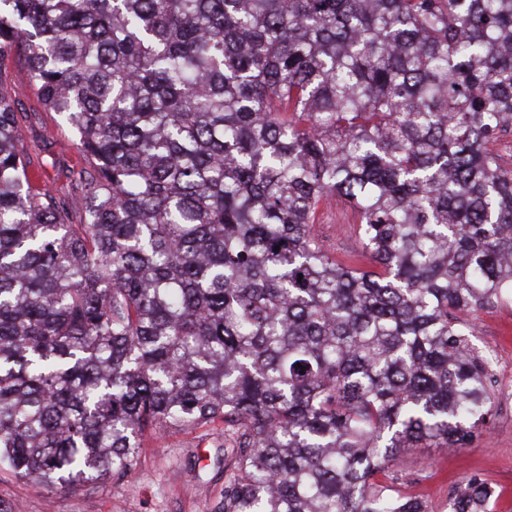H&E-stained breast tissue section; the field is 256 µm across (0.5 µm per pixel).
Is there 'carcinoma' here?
I'll use <instances>...</instances> for the list:
<instances>
[{
	"label": "carcinoma",
	"instance_id": "cac0c4a2",
	"mask_svg": "<svg viewBox=\"0 0 512 512\" xmlns=\"http://www.w3.org/2000/svg\"><path fill=\"white\" fill-rule=\"evenodd\" d=\"M18 49L95 174L64 223L0 90V469L118 486L217 425L211 512H426L379 476L491 411L458 315L512 300V0H0ZM356 225L349 206L334 200L323 209L320 223L315 224L314 232L331 252L341 255L354 248Z\"/></svg>",
	"mask_w": 512,
	"mask_h": 512
}]
</instances>
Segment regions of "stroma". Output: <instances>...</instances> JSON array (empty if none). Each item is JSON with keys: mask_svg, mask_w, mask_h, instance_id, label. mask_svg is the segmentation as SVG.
<instances>
[{"mask_svg": "<svg viewBox=\"0 0 512 512\" xmlns=\"http://www.w3.org/2000/svg\"><path fill=\"white\" fill-rule=\"evenodd\" d=\"M0 83L14 95L25 131L26 162L61 202L82 191L90 164L78 153L69 126L41 103L23 56H12ZM314 232L335 254L353 249L356 226L341 201L326 206ZM470 342L491 360L492 409L486 425L465 448L405 449L384 482L422 499L428 512H449L448 503L467 480L478 478L496 492L494 512H512V302L463 313ZM223 438L204 429L144 434L140 458L125 485L53 490L0 470V503L14 512H207L224 489Z\"/></svg>", "mask_w": 512, "mask_h": 512, "instance_id": "35a3bbf8", "label": "stroma"}]
</instances>
